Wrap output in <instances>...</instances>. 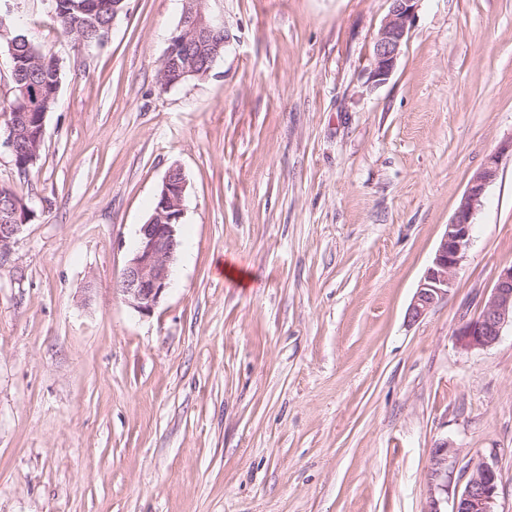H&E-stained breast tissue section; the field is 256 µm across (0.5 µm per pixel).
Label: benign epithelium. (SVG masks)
Here are the masks:
<instances>
[{"mask_svg": "<svg viewBox=\"0 0 512 512\" xmlns=\"http://www.w3.org/2000/svg\"><path fill=\"white\" fill-rule=\"evenodd\" d=\"M181 17L168 39L160 72L167 81L170 66L179 73L178 80L203 79L208 74L188 60L181 64L177 45L195 43L199 55L218 59L225 49L228 35L223 18L209 12L206 0H181ZM389 11L373 41L370 79L381 84L393 72L415 19L420 0H389ZM512 144L501 146L491 154L484 166L468 181L452 221L439 242L431 265L427 268L408 308V318L417 321L431 310L454 285V276L471 245L472 217L482 206L487 188L496 180L505 153ZM187 182L182 169L169 168L157 200L158 206L148 220L140 225L137 245L116 282V290L125 302L142 314L151 313L164 297L170 281L171 265L180 245L177 227L182 224L183 202ZM30 208L20 196L0 205V256L26 225ZM512 324V266L502 269L481 312L463 320L454 333L456 345L465 351L488 348L499 341L507 324ZM448 442L433 448L428 470L429 493L423 512H442L439 491H448ZM500 475L497 468L481 460L467 465L466 483L456 496L453 512H497L496 502Z\"/></svg>", "mask_w": 512, "mask_h": 512, "instance_id": "obj_1", "label": "benign epithelium"}]
</instances>
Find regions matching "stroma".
<instances>
[{
  "instance_id": "stroma-1",
  "label": "stroma",
  "mask_w": 512,
  "mask_h": 512,
  "mask_svg": "<svg viewBox=\"0 0 512 512\" xmlns=\"http://www.w3.org/2000/svg\"><path fill=\"white\" fill-rule=\"evenodd\" d=\"M206 7L225 51L165 89L180 0H127L101 48L20 0L61 68L24 176L0 44V186L31 209L0 257V512H422L442 440L444 512L479 459L512 512V328L454 341L512 265V157L448 296L407 317L469 179L512 139V0H420L378 86L388 0ZM173 166L180 248L143 314L115 283Z\"/></svg>"
}]
</instances>
